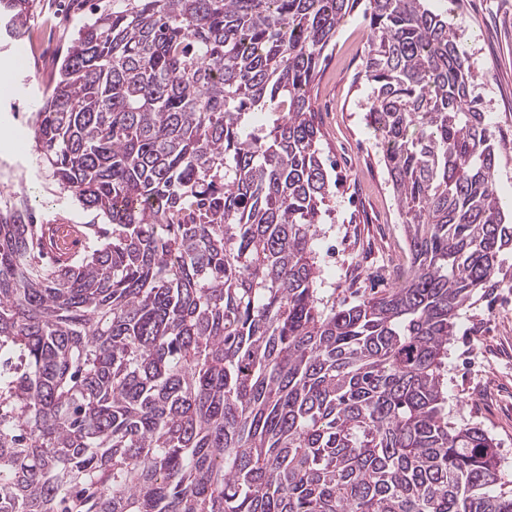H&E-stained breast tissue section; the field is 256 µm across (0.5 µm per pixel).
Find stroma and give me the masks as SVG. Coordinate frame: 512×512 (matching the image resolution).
<instances>
[{
    "label": "stroma",
    "instance_id": "stroma-1",
    "mask_svg": "<svg viewBox=\"0 0 512 512\" xmlns=\"http://www.w3.org/2000/svg\"><path fill=\"white\" fill-rule=\"evenodd\" d=\"M447 10L484 100L486 122L497 147L494 183L512 211V0H430ZM112 0H39L28 26L52 31L51 72L30 59L15 61L14 40L0 33V70L11 69L8 91H0V188L25 193L46 224H93L61 190L28 136L27 122L43 89L59 68L64 47L80 19L111 8ZM367 41L362 10L342 23L326 51L312 102L321 130L320 149L333 164L331 221L325 224L323 270L336 274V299L353 303L399 283L409 266L408 243L378 139L365 122L370 90L359 77ZM448 408L455 418L475 421L512 465V251H506L485 288L460 311L448 346Z\"/></svg>",
    "mask_w": 512,
    "mask_h": 512
}]
</instances>
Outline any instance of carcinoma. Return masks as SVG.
Masks as SVG:
<instances>
[{"instance_id":"carcinoma-1","label":"carcinoma","mask_w":512,"mask_h":512,"mask_svg":"<svg viewBox=\"0 0 512 512\" xmlns=\"http://www.w3.org/2000/svg\"><path fill=\"white\" fill-rule=\"evenodd\" d=\"M36 0H0L22 40ZM364 6L365 115L410 265L336 305L310 91ZM66 261L0 195V512H512L448 412L460 310L512 245L496 145L427 0H112L29 120Z\"/></svg>"}]
</instances>
